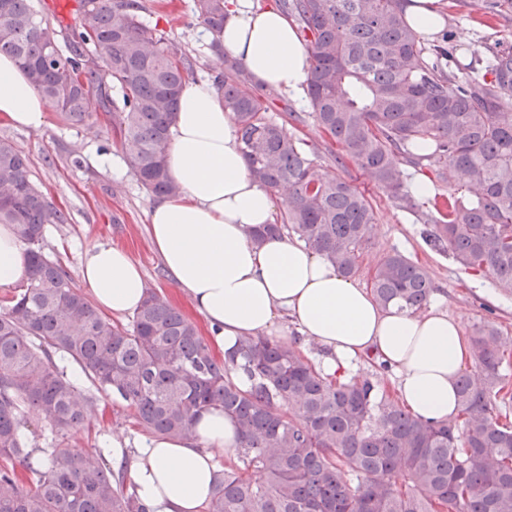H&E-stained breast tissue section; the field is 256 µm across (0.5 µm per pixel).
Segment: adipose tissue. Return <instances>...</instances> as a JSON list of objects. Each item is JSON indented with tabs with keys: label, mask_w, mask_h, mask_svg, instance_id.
I'll list each match as a JSON object with an SVG mask.
<instances>
[{
	"label": "adipose tissue",
	"mask_w": 512,
	"mask_h": 512,
	"mask_svg": "<svg viewBox=\"0 0 512 512\" xmlns=\"http://www.w3.org/2000/svg\"><path fill=\"white\" fill-rule=\"evenodd\" d=\"M225 12V52L263 85L302 91L311 58L288 16L259 0H226ZM0 118L34 132L49 124L46 100L6 55L0 56ZM166 166L180 191L154 202L149 236L194 309L217 328L219 350L244 336L272 333L288 320L324 349L323 373L349 376L360 357L372 354L394 371L412 415L435 423L458 416L456 382L470 356L459 319L438 310H384L369 291L301 244L251 239L253 227L274 223L275 198L252 178L234 122L210 82L184 84ZM27 274L15 226L1 224L0 291ZM80 282L100 310L115 316L134 312L144 297L140 267L128 251L111 245L86 250ZM238 445L232 420L205 411L192 438H149L128 460V474L151 512H200L217 454L234 456Z\"/></svg>",
	"instance_id": "1"
}]
</instances>
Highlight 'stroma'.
<instances>
[{
    "instance_id": "35a3bbf8",
    "label": "stroma",
    "mask_w": 512,
    "mask_h": 512,
    "mask_svg": "<svg viewBox=\"0 0 512 512\" xmlns=\"http://www.w3.org/2000/svg\"><path fill=\"white\" fill-rule=\"evenodd\" d=\"M151 9L150 24L169 41L182 46L190 56L194 76L213 80L223 68V58L209 47L211 35L193 11V0H144ZM445 26L459 39L471 42L512 45V21L486 20L480 0L460 5L449 0ZM287 99L303 119L296 134L314 153L322 173L353 180L364 190L374 213L369 248L360 259L356 284L367 286L375 264L386 254L398 251L424 266L433 282L432 300L449 316L460 318L464 332L474 325L492 322L499 336L512 343V297L505 298L490 288L485 275L466 271L451 251L429 246L423 236V223L416 216L392 206L385 192L356 164L339 167L328 150L327 137L309 117L304 95L288 94ZM6 139L29 159L31 178L63 213L64 223L48 228L43 242L45 252L57 256L71 275H78L87 248L109 243L130 251L143 269L147 287L156 289L174 307L195 321L204 340L214 332L194 311L191 302L165 270L152 248L148 235V212L154 201L138 183L125 161L120 141L105 119L83 125L64 122L50 112L49 125L41 132L13 128L0 121V139ZM81 165H74V156ZM31 445L50 448L61 443L71 448L91 449L114 443L125 451L138 448L146 435L128 416L121 400L98 393L88 422L81 427L61 429L30 417Z\"/></svg>"
}]
</instances>
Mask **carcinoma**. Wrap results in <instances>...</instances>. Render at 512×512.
<instances>
[{
  "label": "carcinoma",
  "mask_w": 512,
  "mask_h": 512,
  "mask_svg": "<svg viewBox=\"0 0 512 512\" xmlns=\"http://www.w3.org/2000/svg\"><path fill=\"white\" fill-rule=\"evenodd\" d=\"M301 27L312 60L306 94L317 127L336 143V162L366 171L393 205L423 216L404 166L465 188L426 239L448 245L466 270L512 295V46L446 35L427 48L402 0H278ZM225 0H194L215 35ZM486 18L512 17V0H483ZM141 0H77L64 27L30 0H0V54L63 117L110 118L128 166L153 195L179 186L165 158L179 93L192 73L186 51L143 20ZM232 113L253 179L284 196L274 224L251 236L296 238L345 277L359 271L372 207L353 182L322 174L288 122L271 114L275 90L224 56L214 77ZM63 214L32 182L28 159L0 139V224H14L28 277L0 307V512H150L112 449L31 448L26 412L58 427L85 424L84 388L122 400L151 436L187 438L210 409L237 425L236 462L216 474L205 512H512V424L498 400V330L475 326V370L457 382L459 418L435 424L410 414L370 379H340L299 349L245 336L215 358L188 320L152 288L123 325L99 315L59 258L43 251ZM370 292L384 309L418 313L433 292L427 271L393 252L377 263ZM248 381L242 387L238 376Z\"/></svg>",
  "instance_id": "1"
}]
</instances>
